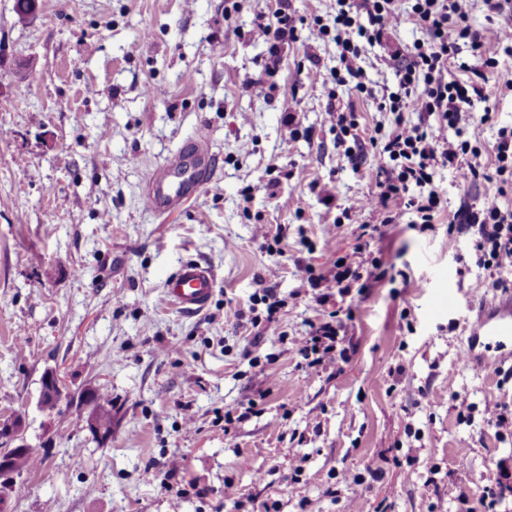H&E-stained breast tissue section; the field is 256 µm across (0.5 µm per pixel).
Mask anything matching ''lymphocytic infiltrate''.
Returning <instances> with one entry per match:
<instances>
[{
	"label": "lymphocytic infiltrate",
	"instance_id": "obj_1",
	"mask_svg": "<svg viewBox=\"0 0 512 512\" xmlns=\"http://www.w3.org/2000/svg\"><path fill=\"white\" fill-rule=\"evenodd\" d=\"M411 22L426 32L428 41L415 42L397 67L399 92L384 97L382 109L395 113L394 128L383 137L378 156L385 175L375 195L349 206L345 219L359 225L361 237H382L380 225L362 223L363 212L381 210L388 214L412 212L424 224L438 223L443 206L434 188L437 168L453 170L461 184L477 181L481 172L467 161L468 136L477 126L492 123V110L476 113L473 97L479 87L449 78L448 66L460 43H470L483 53L484 38L473 30L464 0H336L332 25L314 24L312 37H333L340 66L336 81L357 93H366L359 64L364 45L379 43L387 30ZM303 23L279 0L273 14H258L251 34L268 46L266 74L280 65V48L298 38ZM419 113L418 123H407L404 112ZM494 172L497 188L479 204L462 208L459 230L471 232L475 248L470 260L492 279L494 287L507 289L512 281L503 274L512 271V208L502 199L512 186V126L497 130L494 144ZM338 336L332 323L311 324L306 336L296 342L297 351L308 367L336 366Z\"/></svg>",
	"mask_w": 512,
	"mask_h": 512
}]
</instances>
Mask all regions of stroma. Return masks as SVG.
I'll list each match as a JSON object with an SVG mask.
<instances>
[{"label": "stroma", "mask_w": 512, "mask_h": 512, "mask_svg": "<svg viewBox=\"0 0 512 512\" xmlns=\"http://www.w3.org/2000/svg\"><path fill=\"white\" fill-rule=\"evenodd\" d=\"M14 5L0 0V421L21 417L40 464L0 512H461L463 493L478 503L495 461L512 456V436L484 416L512 405V382L462 359L480 301L496 293L461 259L470 234L420 230L406 212L365 247L379 272L349 295L321 304L306 282L353 255L358 229L342 212L377 191L370 139L394 125L379 102L398 89L396 53L423 33L407 22L366 47L368 91L352 96L333 78L335 43L305 32L265 75L267 47L250 31L277 0H38L25 19ZM467 10L485 53L461 44L449 75L468 80L494 57L473 109L512 126V49L484 0ZM260 78L271 97L244 92ZM332 101L354 110L342 139ZM201 131L216 181L157 217L144 177ZM434 185L451 213L494 189L445 168ZM277 238L285 255L266 249ZM189 261L216 277L194 315L162 289ZM270 288L285 302L282 333L261 337L251 319L265 316ZM329 318L345 359L306 367L295 340ZM48 370L66 392L49 414ZM90 389L112 400L105 441L76 409ZM248 402L249 417L225 425V410ZM228 481L237 502L224 498Z\"/></svg>", "instance_id": "35a3bbf8"}]
</instances>
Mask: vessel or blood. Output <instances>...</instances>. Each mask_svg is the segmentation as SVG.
<instances>
[{
	"mask_svg": "<svg viewBox=\"0 0 512 512\" xmlns=\"http://www.w3.org/2000/svg\"><path fill=\"white\" fill-rule=\"evenodd\" d=\"M217 169L209 154L205 134H198L159 169L147 177L143 198L147 207L163 215L180 208L185 200L214 182ZM215 290V276L211 269L196 263L182 264L170 276L164 287L166 299L185 313L203 310ZM473 341H486L504 350L512 345V301L487 302L481 316L472 326Z\"/></svg>",
	"mask_w": 512,
	"mask_h": 512,
	"instance_id": "b4317fda",
	"label": "vessel or blood"
}]
</instances>
